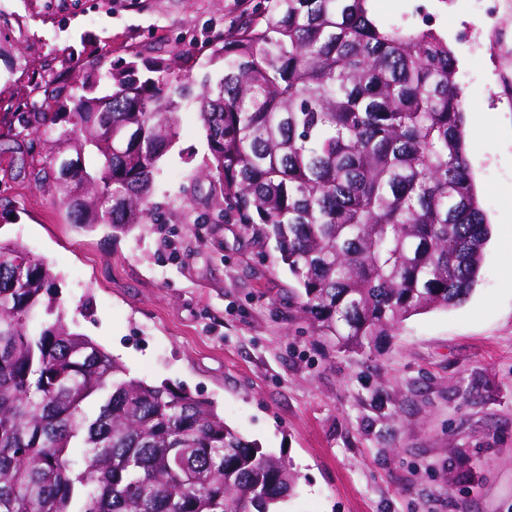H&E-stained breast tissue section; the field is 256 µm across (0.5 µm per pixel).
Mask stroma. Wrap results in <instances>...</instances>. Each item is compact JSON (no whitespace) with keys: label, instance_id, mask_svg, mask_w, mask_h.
I'll return each mask as SVG.
<instances>
[{"label":"stroma","instance_id":"35a3bbf8","mask_svg":"<svg viewBox=\"0 0 512 512\" xmlns=\"http://www.w3.org/2000/svg\"><path fill=\"white\" fill-rule=\"evenodd\" d=\"M0 0V240L23 243L58 275L66 321L129 376L215 403L226 424L292 464L283 512H512V262L489 245L469 299L411 316L364 351L312 334L275 243L217 221L190 187L209 156L196 113L159 163L155 202L191 198L200 224L166 213L128 232L69 224L25 175L12 135L51 82L57 111L90 70L161 58L217 80L209 43L263 0ZM380 0L376 23L430 26L459 68L479 145L471 168L492 224L512 226V0Z\"/></svg>","mask_w":512,"mask_h":512}]
</instances>
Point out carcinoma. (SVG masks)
Instances as JSON below:
<instances>
[{
	"label": "carcinoma",
	"instance_id": "carcinoma-1",
	"mask_svg": "<svg viewBox=\"0 0 512 512\" xmlns=\"http://www.w3.org/2000/svg\"><path fill=\"white\" fill-rule=\"evenodd\" d=\"M368 12V0H266L213 48L224 75L198 92L158 59L90 72L82 87L112 91L76 98L73 129L57 132L47 100L23 121L50 146L29 178L70 224L156 221L159 162L195 110L210 157L193 186L207 182L253 243L275 241L315 335L359 351L417 312L458 306L491 227L457 60L431 29L381 30ZM58 308L47 262L0 241V512H272L292 494L283 458L212 402L128 376Z\"/></svg>",
	"mask_w": 512,
	"mask_h": 512
}]
</instances>
